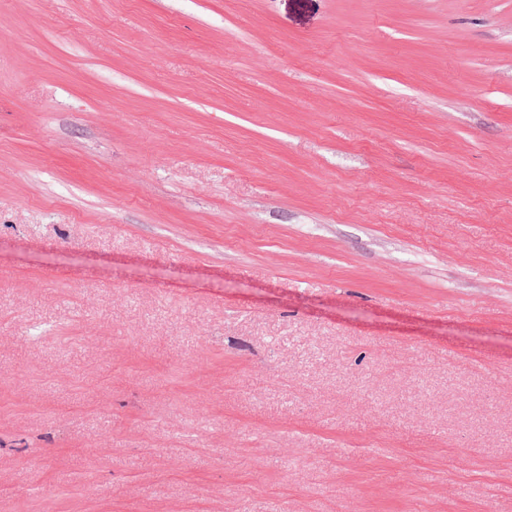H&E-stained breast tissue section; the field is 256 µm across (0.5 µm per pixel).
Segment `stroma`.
Segmentation results:
<instances>
[{
    "instance_id": "1",
    "label": "stroma",
    "mask_w": 512,
    "mask_h": 512,
    "mask_svg": "<svg viewBox=\"0 0 512 512\" xmlns=\"http://www.w3.org/2000/svg\"><path fill=\"white\" fill-rule=\"evenodd\" d=\"M0 512H512V0H0Z\"/></svg>"
}]
</instances>
